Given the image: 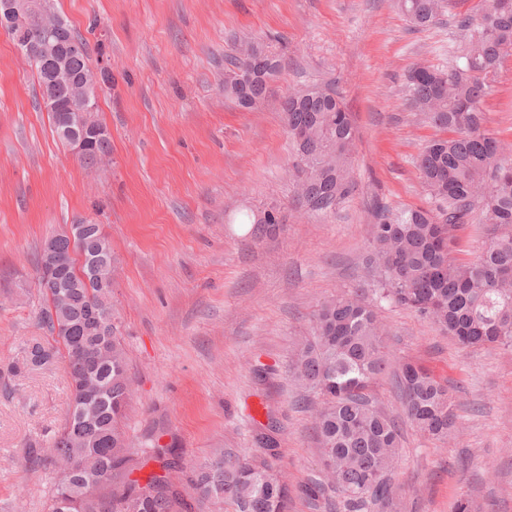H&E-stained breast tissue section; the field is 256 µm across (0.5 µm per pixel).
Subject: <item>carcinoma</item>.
<instances>
[{"label":"carcinoma","instance_id":"cac0c4a2","mask_svg":"<svg viewBox=\"0 0 512 512\" xmlns=\"http://www.w3.org/2000/svg\"><path fill=\"white\" fill-rule=\"evenodd\" d=\"M396 5L412 25L428 28L440 23L446 0H396ZM459 24L466 32L460 56L446 68L415 64L403 88L412 108L451 133L428 141L415 161L435 207H376L366 276L349 294L319 305L288 367L299 403L313 414L322 462L335 469L334 483L318 479L304 485L314 509L329 492L340 497L337 512H385L391 504L388 470L398 461L401 430L373 397L390 364L375 307L408 308L463 348L512 349V141L485 129L482 108L512 56V0H481L476 13ZM252 66L254 80L244 96L240 72ZM281 67L280 56L264 43L244 41L224 66V93L252 108ZM281 108L299 173V202L307 214L327 216L351 189L356 142L351 113L338 93L318 87L288 93ZM276 209L272 200L250 215L254 231L273 234L280 224ZM476 217L486 242L473 260L459 262L453 256L456 232ZM55 243L62 282L47 288L38 279L44 299L40 320L51 340L33 343L12 370L64 362L70 388L66 423L48 447L32 453L49 464L52 452L68 457L78 473L93 470L108 486L90 493L78 510L65 506L68 490L56 486L49 512H178L182 494L160 475L181 468L175 448L151 443L150 457L159 470L134 476L140 465L121 426L132 389L119 328L114 323L108 331L85 320L91 307L111 314V243L95 232L81 241L59 235ZM60 292L67 294L63 304ZM89 372L97 375L100 391L87 411L79 387ZM394 383L407 421L433 439H448L459 419L448 386L413 362L401 366ZM278 431L267 413V424L254 429L261 453L245 461L220 455L199 465L194 493L222 500L234 512H288V487L275 475Z\"/></svg>","mask_w":512,"mask_h":512}]
</instances>
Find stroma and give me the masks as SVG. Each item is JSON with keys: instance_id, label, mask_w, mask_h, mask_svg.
<instances>
[{"instance_id": "1", "label": "stroma", "mask_w": 512, "mask_h": 512, "mask_svg": "<svg viewBox=\"0 0 512 512\" xmlns=\"http://www.w3.org/2000/svg\"><path fill=\"white\" fill-rule=\"evenodd\" d=\"M479 0H448L442 21L413 27L394 0H58L86 34L92 70L112 76L98 120L112 163L89 172L57 137L37 76L0 31V512H48L49 468L30 443L67 418L63 363L15 375L33 339L37 257L45 240L78 221L101 224L116 259L119 313L133 395L130 451L146 438L182 456L180 512H231L191 489L200 463L224 451L257 454L254 423L275 409L278 475L290 512H313L302 487L321 470L309 412L294 402L288 363L319 304L365 273L375 202L423 207L415 159L438 129L404 92L416 63L445 66L463 44L461 16ZM269 44L282 69L265 99L243 110L224 96L235 44ZM310 86L338 92L358 140L354 188L336 213L299 216L293 155L280 100ZM484 126L512 141V59L483 103ZM277 200L283 222L256 237L246 214ZM378 316L395 360L411 359L447 382L460 416L448 440L405 426L392 474V512H512V350L460 349L413 312ZM276 371L259 385L255 371Z\"/></svg>"}]
</instances>
